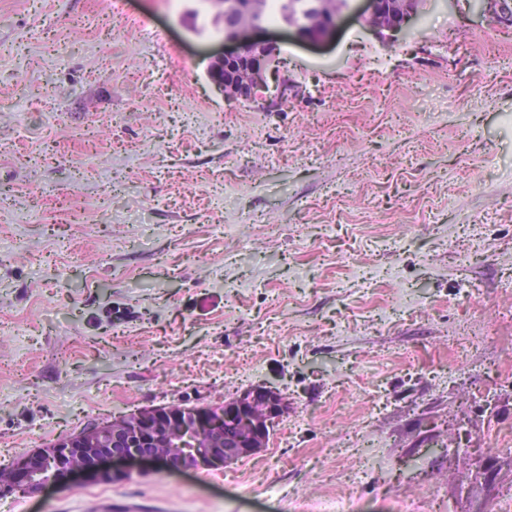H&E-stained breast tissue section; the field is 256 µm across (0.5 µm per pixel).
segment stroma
I'll list each match as a JSON object with an SVG mask.
<instances>
[{
	"label": "stroma",
	"mask_w": 512,
	"mask_h": 512,
	"mask_svg": "<svg viewBox=\"0 0 512 512\" xmlns=\"http://www.w3.org/2000/svg\"><path fill=\"white\" fill-rule=\"evenodd\" d=\"M268 28L295 93L207 77L214 0H0V466L145 407L288 405L221 471L0 512H512V27Z\"/></svg>",
	"instance_id": "stroma-1"
}]
</instances>
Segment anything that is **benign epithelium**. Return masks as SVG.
<instances>
[{
  "instance_id": "benign-epithelium-1",
  "label": "benign epithelium",
  "mask_w": 512,
  "mask_h": 512,
  "mask_svg": "<svg viewBox=\"0 0 512 512\" xmlns=\"http://www.w3.org/2000/svg\"><path fill=\"white\" fill-rule=\"evenodd\" d=\"M483 15L501 26L512 24V9L504 0H479ZM230 19L224 23L223 50L212 56L208 77L227 101L256 102L275 62L272 42L259 39L261 0H219ZM417 12L415 0H367L360 14L366 27L382 37L406 28ZM339 14L333 0H323L307 23L293 32L309 42L333 37ZM286 410L276 388L257 385L220 404L178 410L139 409L86 426L78 434L47 448L19 455L0 469V493L32 496L44 488L77 479L110 483L131 476L134 464L164 463L176 470L218 471L266 447L271 430ZM251 432H238V419ZM52 470H46L47 463Z\"/></svg>"
}]
</instances>
